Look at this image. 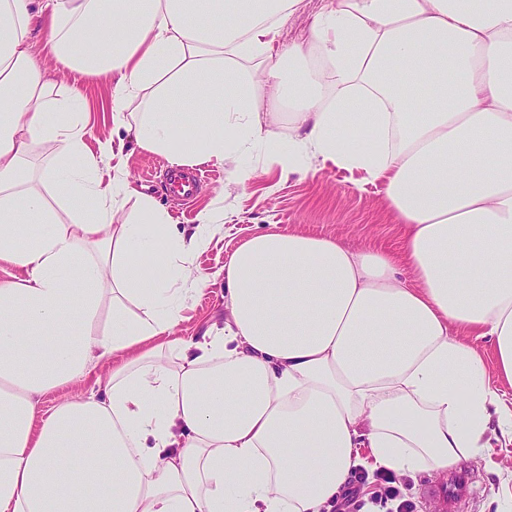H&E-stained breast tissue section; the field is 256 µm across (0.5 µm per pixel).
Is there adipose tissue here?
Masks as SVG:
<instances>
[{"label": "adipose tissue", "instance_id": "ef3b65f1", "mask_svg": "<svg viewBox=\"0 0 512 512\" xmlns=\"http://www.w3.org/2000/svg\"><path fill=\"white\" fill-rule=\"evenodd\" d=\"M300 2L0 0V512H329L358 469L512 444V0H325L275 53ZM37 30L172 165L258 146L383 181L400 254L270 226L231 257L223 325L176 335L221 227L185 233L148 195L118 221L131 185ZM62 386L81 393L42 411ZM324 0H302L299 9L283 23L277 39V49L288 52L289 48L306 40L314 19L321 13Z\"/></svg>", "mask_w": 512, "mask_h": 512}]
</instances>
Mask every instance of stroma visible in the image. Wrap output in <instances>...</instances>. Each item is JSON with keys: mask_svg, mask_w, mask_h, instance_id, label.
I'll return each mask as SVG.
<instances>
[{"mask_svg": "<svg viewBox=\"0 0 512 512\" xmlns=\"http://www.w3.org/2000/svg\"><path fill=\"white\" fill-rule=\"evenodd\" d=\"M323 5L324 0H302L280 29L276 43L279 51H288L306 40ZM63 85L82 95L92 137L110 138L111 84L75 74L64 79ZM123 159L131 185L168 209L180 227L193 228L201 211L217 213L224 229L196 259L205 274L223 270L243 240L273 224L287 232L338 238L360 248L378 247L395 254L401 249V228L386 205L383 182L370 181L356 169L315 159L309 171L285 175L274 158L255 150L240 156L237 162L256 171L246 186L231 182L233 165L208 163L204 166L207 178L197 196L185 202L166 187L159 172L163 157L141 150L129 139ZM225 313L223 282L209 284L188 300L177 333L203 335L211 323L223 321ZM459 467L472 481V493L463 512H484L492 485L512 478V445L488 449L484 457L461 461Z\"/></svg>", "mask_w": 512, "mask_h": 512, "instance_id": "35a3bbf8", "label": "stroma"}]
</instances>
